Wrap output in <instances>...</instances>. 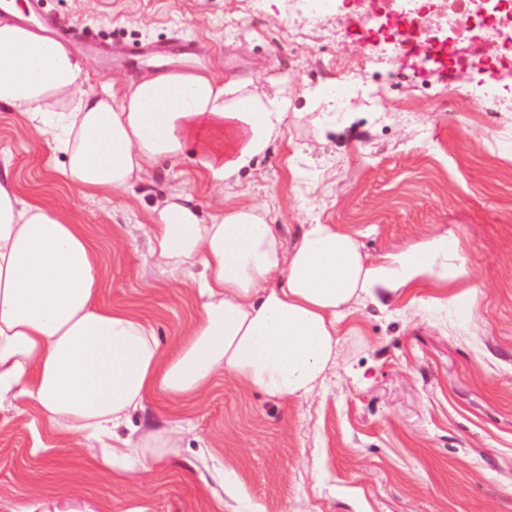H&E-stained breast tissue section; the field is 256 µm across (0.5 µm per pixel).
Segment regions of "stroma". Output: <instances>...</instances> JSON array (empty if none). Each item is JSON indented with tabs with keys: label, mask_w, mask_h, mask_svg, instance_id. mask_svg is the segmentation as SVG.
<instances>
[{
	"label": "stroma",
	"mask_w": 512,
	"mask_h": 512,
	"mask_svg": "<svg viewBox=\"0 0 512 512\" xmlns=\"http://www.w3.org/2000/svg\"><path fill=\"white\" fill-rule=\"evenodd\" d=\"M54 36L93 62L88 87L125 82L184 53L258 91L288 89V127L254 171L212 188L190 160H162L111 201L60 183L38 134L0 107V173L26 200L86 224L106 304L141 315L162 349L196 314L197 270L171 276L153 253L147 208L185 189L204 211L264 204L285 244L302 225H336L375 263L456 236L475 287L353 305L336 370L318 394L280 402L217 376L199 402L151 396L130 428L175 433L105 469L37 405L0 412V512L35 505L59 478L75 512H512V112L483 94L468 61L420 72L397 54L362 66L352 37L369 20L343 0L330 28L288 40L279 0H41ZM382 96L377 108L358 89ZM332 91L322 113L315 91Z\"/></svg>",
	"instance_id": "35a3bbf8"
}]
</instances>
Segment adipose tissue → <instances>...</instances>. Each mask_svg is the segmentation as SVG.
Listing matches in <instances>:
<instances>
[{"label":"adipose tissue","instance_id":"adipose-tissue-1","mask_svg":"<svg viewBox=\"0 0 512 512\" xmlns=\"http://www.w3.org/2000/svg\"><path fill=\"white\" fill-rule=\"evenodd\" d=\"M16 14L0 15V106L26 117L23 134L60 154V180L84 197L116 196L158 159L188 156L223 188L287 124L285 92H255L197 59L146 71L119 97L109 82L86 91L90 63ZM149 211L152 249L169 272L201 269L197 317L169 352L138 315L102 302L86 226L0 176V412L32 402L75 435L114 436L151 394L198 399L218 373L301 402L336 366L350 303L470 285L453 236L376 264L332 224L305 225L285 247L257 205L206 215L183 192Z\"/></svg>","mask_w":512,"mask_h":512}]
</instances>
